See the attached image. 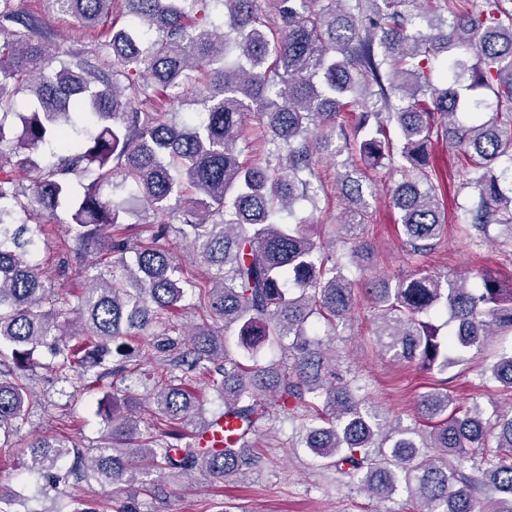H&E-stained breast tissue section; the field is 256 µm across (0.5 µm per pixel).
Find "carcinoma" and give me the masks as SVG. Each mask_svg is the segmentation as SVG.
Here are the masks:
<instances>
[{
  "mask_svg": "<svg viewBox=\"0 0 512 512\" xmlns=\"http://www.w3.org/2000/svg\"><path fill=\"white\" fill-rule=\"evenodd\" d=\"M104 40L87 52L66 48L41 31L38 18L0 0V448L25 419L29 391L15 379L48 348L59 379L78 376L83 390L147 372L155 421L141 425L142 398L126 388L98 400L106 434L81 448L65 433L35 438L27 468L54 490L72 482L102 486L143 477L197 472L213 482L251 469L259 439L273 415L298 423L295 445L336 469L370 498L386 501L404 485L417 512H512V411L484 417L463 408L448 390L419 396L428 438L390 423L366 404L363 386L337 372L336 355L319 338L354 308V282L345 263L323 252L313 215L319 167L346 153L337 186L343 212L336 238L346 239L368 217L374 193L365 170L396 166L403 180L389 196L410 253L419 256L442 237L445 215L431 179L432 137L468 159L466 184L478 195L462 208V224L485 235L492 224L512 226V11L485 0L470 11L461 0H437L454 20L457 38L476 50L475 62L448 64L452 80L430 82L431 64L448 50L439 19L420 11L430 0H124L128 27L112 22L114 0H52ZM223 6L225 25L205 28L209 5ZM155 32L157 39L146 35ZM497 93L500 110L487 119L461 97L462 78ZM28 95V111L14 97ZM190 92L197 112L176 119L164 107ZM263 144L259 158L242 157L239 142ZM53 147L45 164L40 150ZM26 174L28 184L17 181ZM91 177L76 188L73 179ZM69 207L72 244L57 271L88 250L113 254L90 265L89 284L74 294L58 287L32 259L35 234L48 224L18 211L53 216ZM155 215L177 210L152 244L131 245L125 217L135 208ZM174 232L205 266L202 277L182 276L181 263L158 245ZM134 251L129 262L125 255ZM362 243L350 261L373 262ZM441 280L417 274L370 288L376 341L395 361L443 374L455 350L479 349L500 332L512 333V282L490 274ZM187 309L210 322L186 338L149 336L156 325ZM449 312L446 336L421 316ZM224 329L238 328L247 365L226 352ZM267 343L279 347L271 366L255 361ZM488 379L512 389V351L488 368ZM202 379L223 408L200 429L225 417L234 423L227 446L202 448L176 426L193 422L203 402L188 387ZM495 442V450H477ZM73 458L65 469L61 461Z\"/></svg>",
  "mask_w": 512,
  "mask_h": 512,
  "instance_id": "1",
  "label": "carcinoma"
}]
</instances>
